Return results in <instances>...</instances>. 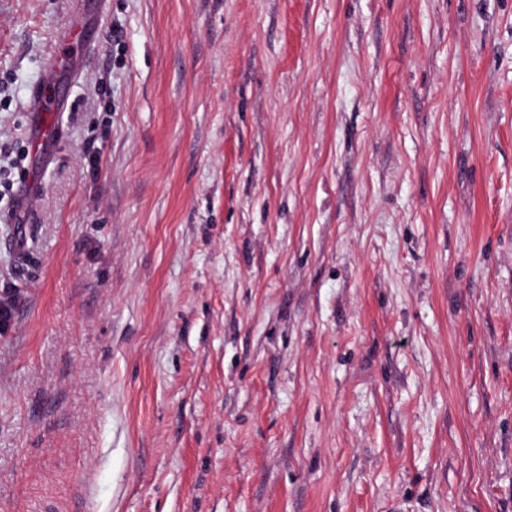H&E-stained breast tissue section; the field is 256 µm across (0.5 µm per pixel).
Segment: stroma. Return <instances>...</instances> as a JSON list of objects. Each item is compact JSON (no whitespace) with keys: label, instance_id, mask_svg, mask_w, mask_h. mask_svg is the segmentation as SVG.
I'll use <instances>...</instances> for the list:
<instances>
[{"label":"stroma","instance_id":"obj_1","mask_svg":"<svg viewBox=\"0 0 512 512\" xmlns=\"http://www.w3.org/2000/svg\"><path fill=\"white\" fill-rule=\"evenodd\" d=\"M71 7L0 0V512H512V0Z\"/></svg>","mask_w":512,"mask_h":512}]
</instances>
